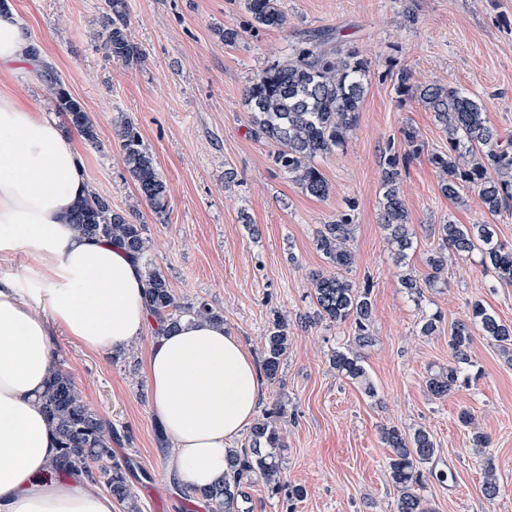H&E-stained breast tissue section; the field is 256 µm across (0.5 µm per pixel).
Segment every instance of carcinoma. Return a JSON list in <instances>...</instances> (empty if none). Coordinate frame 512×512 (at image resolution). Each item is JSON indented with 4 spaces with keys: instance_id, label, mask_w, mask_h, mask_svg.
Returning <instances> with one entry per match:
<instances>
[{
    "instance_id": "obj_1",
    "label": "carcinoma",
    "mask_w": 512,
    "mask_h": 512,
    "mask_svg": "<svg viewBox=\"0 0 512 512\" xmlns=\"http://www.w3.org/2000/svg\"><path fill=\"white\" fill-rule=\"evenodd\" d=\"M244 8L250 17L251 31L288 27V15L279 0H244ZM105 13L103 36L107 56L126 66L142 62L144 53L128 34L126 0H105ZM368 75V62L358 50L323 31L304 37L292 46L287 60L264 68L245 89L252 135L274 144L277 150L272 156L273 163L315 198H324L329 193L316 159L344 145L358 126ZM51 90L56 107L67 116L69 125L84 139L95 141L94 124L79 101L58 80L52 82ZM394 90L399 98L420 99L448 133V149L428 155L429 163L442 174L444 195L460 203V190L471 187L478 191L488 214L496 216L511 211L512 142L502 141L488 121L483 103L441 84L418 85L406 67L396 73ZM116 128L123 161L139 198L155 213H163L166 186L139 132L124 117L116 121ZM424 150L419 131L411 125L400 130L399 139H388L380 149L381 221L390 251L399 263L405 262L414 245L400 184L411 160ZM356 210L355 200L346 201V209L316 231L317 249L334 272L312 274L313 312L304 317V324H350V344L332 351L329 363L338 375L360 386L371 397L375 388L361 351L375 341L371 331L372 283L367 279L358 285L348 277L355 262L350 241L355 231ZM72 223L80 234L115 242L136 259L146 261L150 250L148 225L141 221L137 207L116 211L106 198L93 192L76 206ZM437 238L438 247L426 259L429 272L424 278L411 269L402 275L401 286L409 296L420 294L421 283L432 287L441 280L450 254L463 258L476 252L480 263L492 270L497 280L512 282V246L500 241L491 225L448 221L438 225ZM144 278L146 305L156 322L155 334L176 326L186 317L224 322L223 313L203 299L179 300L160 270L147 266ZM442 324V315L435 312L423 318L420 333L432 336L441 330ZM476 330L498 345L503 354H512V325L502 322L482 303H473L467 319L451 326L448 348L453 363L431 374L426 381L434 398H444L468 383L465 369L471 363L469 350ZM290 346L288 321L275 311L268 321L259 357L260 373L268 380L278 378ZM41 401L67 468L86 472L95 486L104 485L123 505L124 512H141L127 464L112 455V424L88 407L61 365L53 367ZM284 414L281 406L264 411L250 428L248 446L227 457L228 475L224 481L200 492L211 512H240V501L246 498L242 480L250 473L260 476L271 494L285 493L290 506L304 498L306 491L302 486L283 481L278 451L285 447L279 427ZM458 419L462 425L474 428L472 445L475 452L483 453L489 439L476 429L475 416L463 409ZM381 439L390 448L388 470L397 490L395 512H427L419 489L421 467L437 453L433 437L422 428L407 434L393 426L382 430ZM499 493L496 471L489 462L484 468L482 494L493 500Z\"/></svg>"
}]
</instances>
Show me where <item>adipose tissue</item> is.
<instances>
[{"label":"adipose tissue","instance_id":"obj_1","mask_svg":"<svg viewBox=\"0 0 512 512\" xmlns=\"http://www.w3.org/2000/svg\"><path fill=\"white\" fill-rule=\"evenodd\" d=\"M41 54L11 6L0 8V78ZM91 192L82 159L44 106L0 89V512H116L84 472L63 470L40 396L55 332L90 350L120 349L149 327L139 261L80 235L75 203ZM152 412L172 441L169 473L187 491L221 483L235 439L255 419L263 386L250 351L223 324L183 319L145 364Z\"/></svg>","mask_w":512,"mask_h":512}]
</instances>
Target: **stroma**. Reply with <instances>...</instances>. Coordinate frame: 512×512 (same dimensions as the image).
<instances>
[{"mask_svg": "<svg viewBox=\"0 0 512 512\" xmlns=\"http://www.w3.org/2000/svg\"><path fill=\"white\" fill-rule=\"evenodd\" d=\"M280 2L287 29L250 33L243 0H127L129 32L144 60L126 66L104 57V0H11L48 51L12 85L20 97L51 102L42 74L47 67L82 104L97 132L96 142L79 143L85 178L113 208L139 207L149 228L148 256L180 300L208 301L223 313L227 332L255 355L272 311L287 316L293 343L277 380L265 383L261 407L285 406L283 477L307 495L291 507L255 478L245 488L243 512H395L390 450L381 440L382 429L392 426L422 428L435 439L438 454L424 465L428 477L420 490L430 512H512V361L475 336L470 386L437 399L426 381L452 362L448 334L419 332L423 317L441 313L447 328L476 301L512 324V284L496 281L473 255L450 259L445 281L419 299L400 286L404 268L426 273L435 225L488 220L512 244V214L488 218L471 188L462 189L463 204L448 200L436 169L415 159L401 184L414 248L406 266H397L380 224L379 168L381 147L406 125L419 130L428 150L448 147L433 112L418 99L397 98L392 76L403 67L417 83L478 97L500 136L512 140V0ZM228 27L245 29L244 39L225 45ZM321 30L356 47L370 76L358 127L343 148L318 160L330 186L319 200L274 166L273 145L251 136L244 91L304 35ZM120 116L135 124L156 161L167 189L163 214L136 201L114 129ZM351 198L358 207L349 276L373 284L375 343L364 353L372 397L329 363L332 350L350 343L349 324L301 325L312 310L310 275L326 268L314 233ZM153 338L146 330L115 356L60 334L53 338L54 357L115 429L112 453L130 465L141 512H209L166 471L171 451L157 442L144 373ZM463 408L491 438L484 454H476L457 421ZM486 456L501 487L491 501L480 491ZM448 472L452 485L436 481Z\"/></svg>", "mask_w": 512, "mask_h": 512, "instance_id": "stroma-1", "label": "stroma"}]
</instances>
